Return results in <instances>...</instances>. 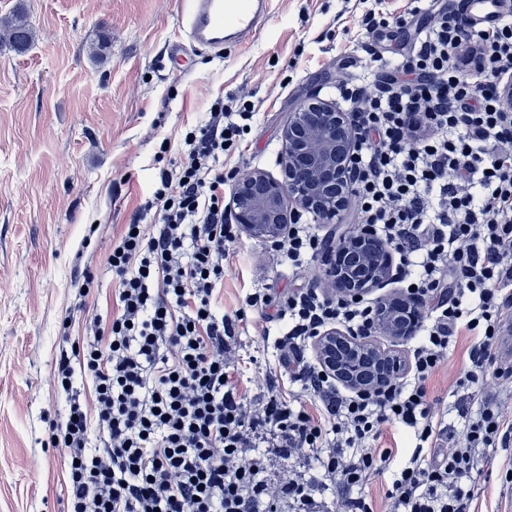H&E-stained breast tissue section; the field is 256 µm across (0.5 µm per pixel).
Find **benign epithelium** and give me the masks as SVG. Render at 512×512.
Returning <instances> with one entry per match:
<instances>
[{"label": "benign epithelium", "instance_id": "7a95c632", "mask_svg": "<svg viewBox=\"0 0 512 512\" xmlns=\"http://www.w3.org/2000/svg\"><path fill=\"white\" fill-rule=\"evenodd\" d=\"M282 176L254 168L236 177L231 188L234 218L248 236L274 239L288 222L312 212L329 223H341L349 207L350 161L358 146L355 124L338 103L317 96L299 103L282 132ZM293 208L286 209L285 201ZM328 288L345 298L371 295L394 280L393 255L373 234L343 240L322 258ZM374 333L393 342L415 335L422 319L413 297L392 291L375 298ZM321 365L344 387L361 393L407 368L393 348L367 336L329 327L314 342Z\"/></svg>", "mask_w": 512, "mask_h": 512}]
</instances>
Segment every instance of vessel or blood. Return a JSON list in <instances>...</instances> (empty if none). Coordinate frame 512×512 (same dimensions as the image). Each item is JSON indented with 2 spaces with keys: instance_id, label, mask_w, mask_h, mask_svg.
Masks as SVG:
<instances>
[{
  "instance_id": "obj_1",
  "label": "vessel or blood",
  "mask_w": 512,
  "mask_h": 512,
  "mask_svg": "<svg viewBox=\"0 0 512 512\" xmlns=\"http://www.w3.org/2000/svg\"><path fill=\"white\" fill-rule=\"evenodd\" d=\"M449 8L471 22L491 21L494 0H449ZM270 0H188L182 27L184 42L172 45L170 57L181 61L186 48L219 49L253 39L267 24Z\"/></svg>"
}]
</instances>
